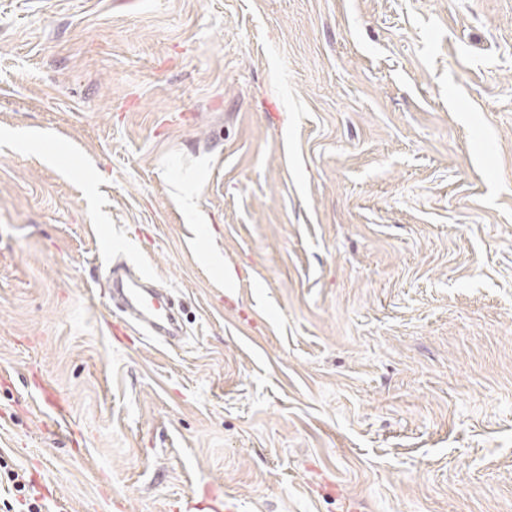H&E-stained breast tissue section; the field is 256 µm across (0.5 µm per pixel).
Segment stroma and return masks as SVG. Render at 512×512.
<instances>
[{
  "label": "stroma",
  "instance_id": "stroma-1",
  "mask_svg": "<svg viewBox=\"0 0 512 512\" xmlns=\"http://www.w3.org/2000/svg\"><path fill=\"white\" fill-rule=\"evenodd\" d=\"M118 264L181 343L122 332ZM14 473L512 512V0H0V512Z\"/></svg>",
  "mask_w": 512,
  "mask_h": 512
}]
</instances>
